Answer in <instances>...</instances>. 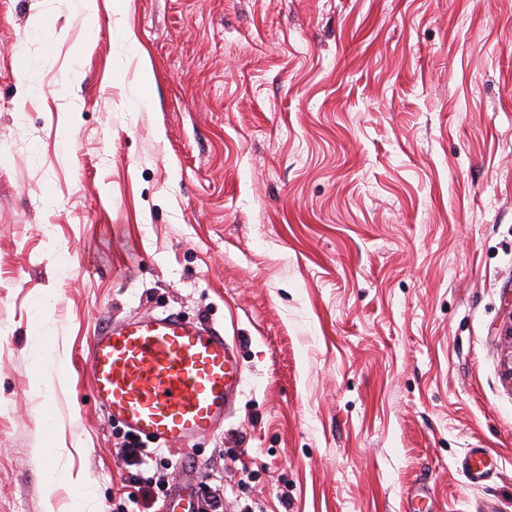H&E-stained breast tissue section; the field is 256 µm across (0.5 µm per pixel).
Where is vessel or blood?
<instances>
[{
  "label": "vessel or blood",
  "mask_w": 512,
  "mask_h": 512,
  "mask_svg": "<svg viewBox=\"0 0 512 512\" xmlns=\"http://www.w3.org/2000/svg\"><path fill=\"white\" fill-rule=\"evenodd\" d=\"M86 364L108 421L160 447L220 428L235 413L242 383L236 345L206 323L174 313L106 323L89 340ZM492 467L485 449H470L472 479L485 478ZM196 478V471L181 469L161 512H197Z\"/></svg>",
  "instance_id": "b4317fda"
}]
</instances>
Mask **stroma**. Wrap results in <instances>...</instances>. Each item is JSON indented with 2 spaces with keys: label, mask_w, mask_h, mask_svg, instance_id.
I'll list each match as a JSON object with an SVG mask.
<instances>
[{
  "label": "stroma",
  "mask_w": 512,
  "mask_h": 512,
  "mask_svg": "<svg viewBox=\"0 0 512 512\" xmlns=\"http://www.w3.org/2000/svg\"><path fill=\"white\" fill-rule=\"evenodd\" d=\"M146 310L245 377L170 475L244 512H512V0H98L92 38L75 0H0V512L86 483L160 512L85 363ZM41 340L67 373L37 387ZM493 467L492 457L483 448H471L468 455V473L474 480L485 478Z\"/></svg>",
  "instance_id": "stroma-1"
}]
</instances>
